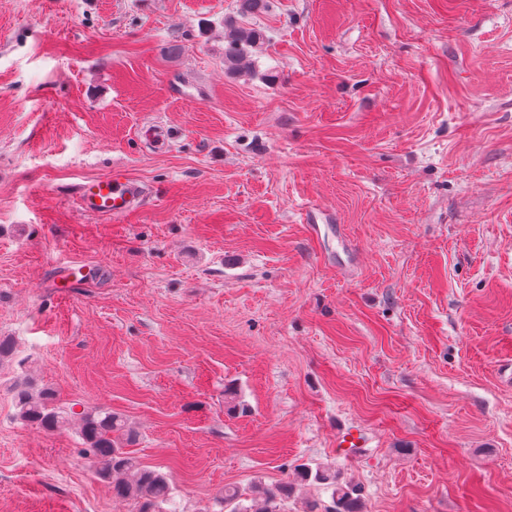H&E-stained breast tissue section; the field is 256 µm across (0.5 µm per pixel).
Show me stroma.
Returning a JSON list of instances; mask_svg holds the SVG:
<instances>
[{
	"mask_svg": "<svg viewBox=\"0 0 512 512\" xmlns=\"http://www.w3.org/2000/svg\"><path fill=\"white\" fill-rule=\"evenodd\" d=\"M234 10L0 0V512H137L86 407L180 512L301 463L364 512H512V0H271L240 76ZM116 165L142 208L81 214ZM21 375L73 417L23 422ZM80 435L98 475L112 484L117 498L131 499L139 505L138 512H179L172 505L167 478L160 472L141 465L126 451L123 439L129 441L125 421L107 409H90L81 413ZM126 435V438H122Z\"/></svg>",
	"mask_w": 512,
	"mask_h": 512,
	"instance_id": "1",
	"label": "stroma"
}]
</instances>
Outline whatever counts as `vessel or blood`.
Segmentation results:
<instances>
[{"instance_id":"1","label":"vessel or blood","mask_w":512,"mask_h":512,"mask_svg":"<svg viewBox=\"0 0 512 512\" xmlns=\"http://www.w3.org/2000/svg\"><path fill=\"white\" fill-rule=\"evenodd\" d=\"M144 196L142 183L116 167L107 176L80 184L76 207L87 216L118 220L136 212Z\"/></svg>"}]
</instances>
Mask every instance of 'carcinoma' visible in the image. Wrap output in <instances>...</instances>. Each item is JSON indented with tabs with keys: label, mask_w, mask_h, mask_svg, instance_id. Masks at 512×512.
Wrapping results in <instances>:
<instances>
[{
	"label": "carcinoma",
	"mask_w": 512,
	"mask_h": 512,
	"mask_svg": "<svg viewBox=\"0 0 512 512\" xmlns=\"http://www.w3.org/2000/svg\"><path fill=\"white\" fill-rule=\"evenodd\" d=\"M235 16L224 19V70L240 73L251 67V50L263 40L259 30L247 26V19L265 11L268 0H236ZM15 401L22 420L52 430L65 422L67 412L57 404L55 391L38 386L33 379L22 377L13 383ZM81 439L98 475L112 484L117 498L131 499L139 512H177L163 510L172 504L167 478L160 472L141 465L126 451L123 439L125 421L107 409L82 412ZM315 482L331 490L333 509L330 512H363L360 489L340 481L336 469L329 466L313 468L300 464L295 468V482L283 481L265 486L255 484L246 491L224 489V506L229 512H287L288 499L295 485Z\"/></svg>",
	"instance_id": "obj_1"
}]
</instances>
